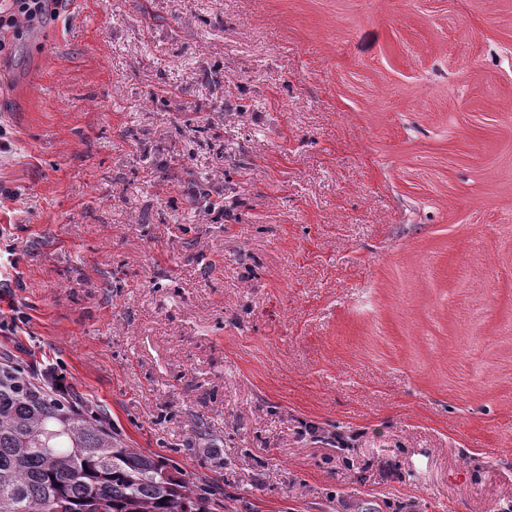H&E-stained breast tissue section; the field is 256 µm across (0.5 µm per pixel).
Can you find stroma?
<instances>
[{
  "instance_id": "obj_1",
  "label": "stroma",
  "mask_w": 512,
  "mask_h": 512,
  "mask_svg": "<svg viewBox=\"0 0 512 512\" xmlns=\"http://www.w3.org/2000/svg\"><path fill=\"white\" fill-rule=\"evenodd\" d=\"M0 123V351L228 512H512V0H65Z\"/></svg>"
}]
</instances>
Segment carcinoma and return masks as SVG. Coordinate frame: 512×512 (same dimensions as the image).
Segmentation results:
<instances>
[{"label": "carcinoma", "instance_id": "obj_1", "mask_svg": "<svg viewBox=\"0 0 512 512\" xmlns=\"http://www.w3.org/2000/svg\"><path fill=\"white\" fill-rule=\"evenodd\" d=\"M56 385L0 368V512H221L210 486L128 447Z\"/></svg>", "mask_w": 512, "mask_h": 512}]
</instances>
